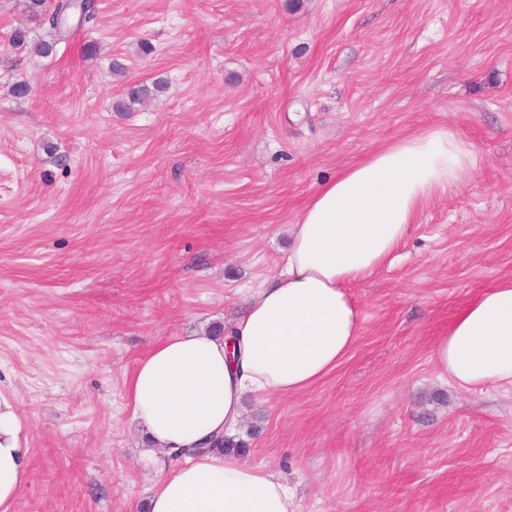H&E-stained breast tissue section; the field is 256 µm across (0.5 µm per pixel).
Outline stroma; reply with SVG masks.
Returning <instances> with one entry per match:
<instances>
[{
    "label": "stroma",
    "mask_w": 512,
    "mask_h": 512,
    "mask_svg": "<svg viewBox=\"0 0 512 512\" xmlns=\"http://www.w3.org/2000/svg\"><path fill=\"white\" fill-rule=\"evenodd\" d=\"M25 4L0 0V397L30 447L15 512L145 501L175 461L131 420L137 359L231 325L323 181L431 127L475 170L351 288L365 320L345 362L246 399L237 434L300 512H512V385L456 388L430 356L512 279V0H97L45 58L9 43L43 34Z\"/></svg>",
    "instance_id": "obj_1"
}]
</instances>
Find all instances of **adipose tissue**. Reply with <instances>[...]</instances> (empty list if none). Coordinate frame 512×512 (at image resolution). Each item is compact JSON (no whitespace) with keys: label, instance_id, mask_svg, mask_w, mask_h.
Masks as SVG:
<instances>
[{"label":"adipose tissue","instance_id":"1","mask_svg":"<svg viewBox=\"0 0 512 512\" xmlns=\"http://www.w3.org/2000/svg\"><path fill=\"white\" fill-rule=\"evenodd\" d=\"M472 146L444 127L396 139L324 182L290 228L280 272L249 300L232 337L157 341L126 380L132 420L168 455L239 427L246 397L309 389L361 336L349 290L390 264L419 211L474 169ZM456 386L512 384V280L467 301L431 347ZM28 426L0 398V512L27 479ZM148 512H298L287 481L233 454L184 457L157 482Z\"/></svg>","mask_w":512,"mask_h":512}]
</instances>
